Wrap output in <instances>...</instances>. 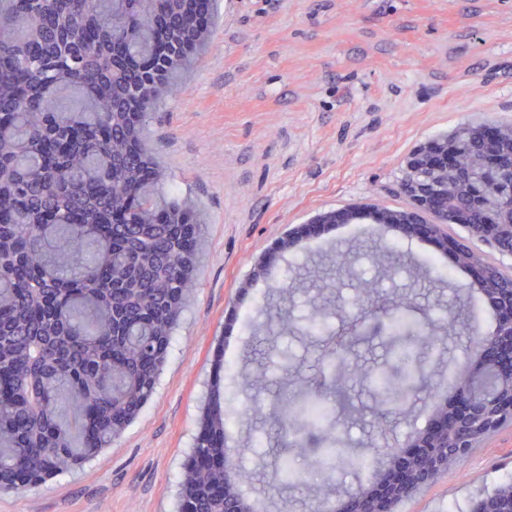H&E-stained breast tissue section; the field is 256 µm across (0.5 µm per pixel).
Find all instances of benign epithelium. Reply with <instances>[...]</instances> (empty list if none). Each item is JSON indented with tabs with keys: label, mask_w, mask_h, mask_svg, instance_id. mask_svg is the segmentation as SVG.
<instances>
[{
	"label": "benign epithelium",
	"mask_w": 512,
	"mask_h": 512,
	"mask_svg": "<svg viewBox=\"0 0 512 512\" xmlns=\"http://www.w3.org/2000/svg\"><path fill=\"white\" fill-rule=\"evenodd\" d=\"M401 191L408 206L351 204L320 214L316 224H349L364 219L399 234L404 241L425 239L460 265L470 242H485L512 258V125H467L416 149L406 161ZM460 224L466 236L448 233ZM471 287L490 303L496 321L477 333L466 355L467 381L453 385L452 404L435 407L429 426L406 447L386 451L387 463L374 481L336 498V512H394V506L431 485L448 470V457H462L482 439L512 423V279L483 260L464 266ZM385 308L362 309L354 324L372 328ZM224 512H250L240 493L224 492ZM470 512H512V491L494 486L477 497Z\"/></svg>",
	"instance_id": "benign-epithelium-1"
}]
</instances>
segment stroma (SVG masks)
<instances>
[{
  "mask_svg": "<svg viewBox=\"0 0 512 512\" xmlns=\"http://www.w3.org/2000/svg\"><path fill=\"white\" fill-rule=\"evenodd\" d=\"M180 83L161 89L147 148L204 230L196 287L155 393L82 468L0 491V512H177L184 468L215 396L248 420L226 446L249 475L245 496L257 499L269 479L263 462L277 451L272 347L289 348L300 378L318 388L332 377L323 355L357 317L363 282L375 286L368 306L393 307L408 292L434 319L470 292V276L425 241L393 251L394 272L379 268L374 253L398 236L376 224L325 225L294 250L274 247L289 229L343 205L404 206L399 180L416 147L465 124L512 123V0H216L210 38ZM340 255L351 257L348 269H337ZM433 263L449 273L448 287L421 283ZM294 266L306 288L289 309L332 312L313 341L279 333L276 286ZM242 365L263 373L256 389L235 386L233 369ZM449 397L441 361L408 414L382 433L371 388L357 382L338 431L364 452L382 441L401 448ZM256 436L263 447H253ZM295 464L305 484L286 492L289 512H317L323 494L354 491L370 478L365 471L326 478L305 453ZM511 477L508 424L397 512H469L475 497Z\"/></svg>",
  "mask_w": 512,
  "mask_h": 512,
  "instance_id": "stroma-1",
  "label": "stroma"
}]
</instances>
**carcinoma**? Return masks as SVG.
<instances>
[{"label": "carcinoma", "mask_w": 512, "mask_h": 512, "mask_svg": "<svg viewBox=\"0 0 512 512\" xmlns=\"http://www.w3.org/2000/svg\"><path fill=\"white\" fill-rule=\"evenodd\" d=\"M214 0H0V368L14 398L0 402V487L68 473L119 438L152 397L194 288L196 210L179 202L144 147L155 81L175 84L209 33ZM185 36L178 52L167 32ZM326 314L280 321L318 336ZM433 334L405 297L385 311L390 356L368 376L380 405L401 409L425 380ZM336 408L285 395L280 418L318 432L314 471L364 468L336 448ZM231 416L215 405L200 447L224 453ZM276 478L298 482L289 446ZM192 512H224L210 497L219 461L189 464Z\"/></svg>", "instance_id": "1"}]
</instances>
